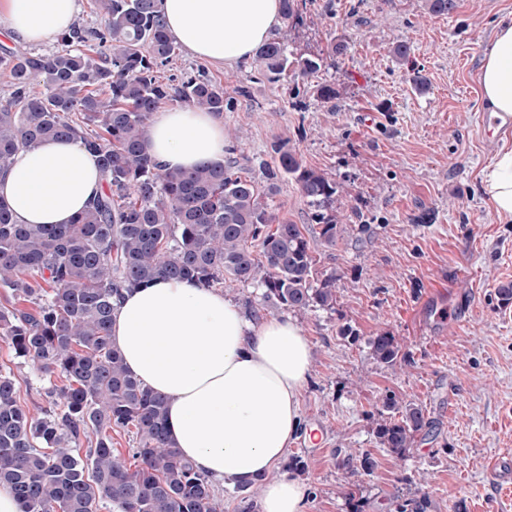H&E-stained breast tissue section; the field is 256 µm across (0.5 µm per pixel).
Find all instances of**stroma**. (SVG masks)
<instances>
[{
  "instance_id": "obj_1",
  "label": "stroma",
  "mask_w": 512,
  "mask_h": 512,
  "mask_svg": "<svg viewBox=\"0 0 512 512\" xmlns=\"http://www.w3.org/2000/svg\"><path fill=\"white\" fill-rule=\"evenodd\" d=\"M509 14L512 0H458L450 15L427 0H306L298 52L343 46L310 77L272 82L258 62L207 67L182 51L159 73L204 68L235 97L224 132L249 175L260 176L282 142L340 186L342 235L315 248L318 276H338L336 305L298 318L312 344L301 412L320 440L288 452L307 464L308 512H394L395 497L420 494L430 512H512V477L487 472L492 459L512 462V306L496 296L512 282V224L498 223L482 183L496 144L479 82L496 23ZM400 42L410 47L404 62L393 54ZM324 82L336 89L328 104L316 92ZM264 201L316 238L294 181L282 179ZM381 332L403 340L408 362L372 358L368 340ZM0 372L40 414L48 380L1 341ZM390 392L436 422L401 459L375 439ZM339 448L377 461L351 498Z\"/></svg>"
}]
</instances>
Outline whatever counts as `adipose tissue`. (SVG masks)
<instances>
[{"label": "adipose tissue", "mask_w": 512, "mask_h": 512, "mask_svg": "<svg viewBox=\"0 0 512 512\" xmlns=\"http://www.w3.org/2000/svg\"><path fill=\"white\" fill-rule=\"evenodd\" d=\"M78 0H0L12 40L38 45L67 30ZM173 40L204 61L250 63L280 25V0H161ZM491 118L512 115V16L495 29L479 74ZM224 120L180 106L156 112L146 149L163 169L223 158ZM499 223H512V141L482 171ZM96 158L66 138L19 152L0 174V201L21 224H67L103 191ZM112 341L128 370L166 399V429L183 457L225 487L259 491L260 512H307L305 482L280 474L302 434L300 395L312 370L303 327L288 316L253 319L228 296L189 279L159 277L125 292Z\"/></svg>", "instance_id": "obj_1"}]
</instances>
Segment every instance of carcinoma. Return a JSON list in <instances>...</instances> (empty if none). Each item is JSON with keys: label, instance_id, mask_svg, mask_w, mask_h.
<instances>
[{"label": "carcinoma", "instance_id": "carcinoma-1", "mask_svg": "<svg viewBox=\"0 0 512 512\" xmlns=\"http://www.w3.org/2000/svg\"><path fill=\"white\" fill-rule=\"evenodd\" d=\"M304 0H282L283 35L260 46L256 61L277 80L321 69L322 58L290 50ZM160 0H90L98 27L77 22L57 49L42 53L0 46V172L15 155L47 138H69L96 157L103 193L69 224H19L0 203V338L15 355L65 384L44 392L33 416L14 380L0 373V482L10 484L22 512H224L213 483L168 438L166 400L127 369L111 343L113 301L159 276L190 278L205 288L224 276L256 283L263 299L304 314L332 310L336 274L314 277L316 259L299 225L261 201L255 177L229 157L190 171L161 170L148 155L153 113L176 103L222 114L231 98L206 71L162 82L157 72L176 56ZM263 167L269 190L293 180L314 208L318 241L336 246V181L306 165L286 144L271 147ZM373 358L406 359L400 340L382 332L368 340ZM378 444L398 457L430 427L428 412L393 394L383 398ZM134 428L130 469L112 450V431ZM95 436L82 448V438ZM338 466L369 474L368 455L336 452ZM421 495L395 501V512H429Z\"/></svg>", "mask_w": 512, "mask_h": 512}]
</instances>
